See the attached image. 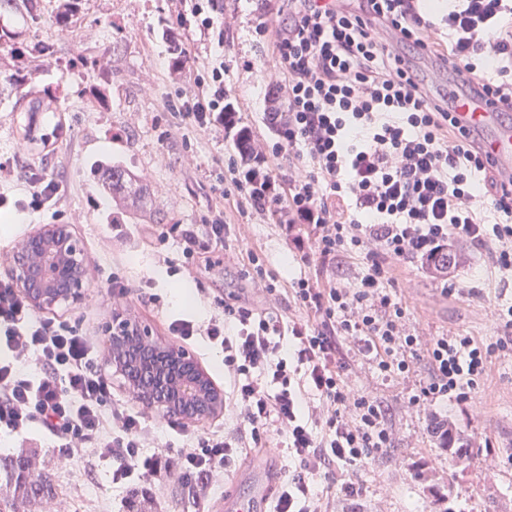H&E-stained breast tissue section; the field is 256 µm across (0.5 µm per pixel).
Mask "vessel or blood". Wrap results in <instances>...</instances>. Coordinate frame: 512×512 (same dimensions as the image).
<instances>
[{
    "label": "vessel or blood",
    "mask_w": 512,
    "mask_h": 512,
    "mask_svg": "<svg viewBox=\"0 0 512 512\" xmlns=\"http://www.w3.org/2000/svg\"><path fill=\"white\" fill-rule=\"evenodd\" d=\"M455 117L468 131L474 146L497 161L501 181L512 180V119L505 117L502 106L472 97L460 102ZM271 464L272 457L268 454L254 460L251 467L253 495L235 512H267L278 488Z\"/></svg>",
    "instance_id": "b4317fda"
}]
</instances>
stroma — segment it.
Here are the masks:
<instances>
[{
    "label": "stroma",
    "instance_id": "stroma-1",
    "mask_svg": "<svg viewBox=\"0 0 512 512\" xmlns=\"http://www.w3.org/2000/svg\"><path fill=\"white\" fill-rule=\"evenodd\" d=\"M276 0H224L231 25L224 31L225 80L236 94L242 123L259 140H275L266 120L265 99L277 79V63L256 32L260 20L273 18ZM168 0H83L68 28L58 27L49 0H40L36 17L5 13L0 28L15 32L20 64L32 65L27 45L53 46L50 64L19 94L0 101V160L14 161L0 194L24 198L27 165L39 158L49 176L63 186L57 207L69 217L82 241L92 270L86 301L61 309L57 319L80 324L95 344L114 310L129 313L154 334L165 337L171 318L206 325L223 314L225 300L257 308L276 307L282 316L295 309L283 290L300 278L349 285L367 271L365 260L345 255L329 261L301 260L283 225L256 215L234 214L222 247L186 253L184 231L200 244L208 237L203 217L222 206L213 190L219 161L234 153L231 136L216 130L198 135L186 148L174 132V118L162 111L168 91ZM53 100L55 109L38 116L40 140L30 141L20 120L24 100ZM113 157L141 175L153 202L168 210L172 224H113L109 204L89 168ZM12 221L0 223V279L8 276V259L34 225L51 221L50 213L8 209ZM462 263L447 276L430 273L422 260L394 263L391 287L405 308L406 327L429 340L453 331L496 341L512 336V326L495 324L494 309L512 305V279L499 280L488 248L463 245ZM278 288L262 292L257 278ZM459 285L442 290L443 279ZM126 287L112 291L113 280ZM429 377L425 360L409 373L387 376L376 364L355 359L350 386L374 397L393 432L387 452L337 471L339 481L358 482L354 502L335 498L333 512H438L446 499L453 512H512V348L496 352L477 393L465 402L439 400L428 409L411 400ZM452 421L468 439L471 457L456 460L442 453L431 432L433 422ZM29 455L35 469H49L61 492L40 512H126L130 487L112 482L113 464L89 456L66 460L57 444L36 430L0 433V458ZM250 459L242 454L207 484L185 482L171 474L148 488L156 512H216L226 494L248 497L243 477Z\"/></svg>",
    "mask_w": 512,
    "mask_h": 512
}]
</instances>
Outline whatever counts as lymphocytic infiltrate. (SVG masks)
I'll return each mask as SVG.
<instances>
[{
    "label": "lymphocytic infiltrate",
    "instance_id": "1",
    "mask_svg": "<svg viewBox=\"0 0 512 512\" xmlns=\"http://www.w3.org/2000/svg\"><path fill=\"white\" fill-rule=\"evenodd\" d=\"M427 0H282L274 23L258 34L277 58L280 120L277 139L260 144L252 163L228 158L217 178L221 196L242 210L280 224H309L313 249L326 259L365 254L359 285H293L303 317L283 320L274 309L225 302L207 326L171 320L189 340L206 334L224 351L230 385L225 405L239 408L247 440L221 434L189 439L177 454L146 453L143 418L112 400L108 375L96 366L86 332L36 317L10 281L0 280V431L38 428L67 455L93 452L116 459L113 483L160 482L171 472L205 482L244 448L284 445L295 463L273 501V512H327L331 493L358 497L356 482L316 491L313 477L354 466L391 448L392 434L372 397L354 392L340 342L386 374L408 370L425 350L431 377L414 400L468 398L487 374L495 351L471 336L421 342L408 333L406 312L387 286L386 264L429 258L452 240L494 245V267L512 273V189L499 182L490 158L469 141L441 80L467 74L512 112V0H449L439 39ZM224 0H176L171 24L224 43ZM429 60L424 74L405 49ZM181 78L163 103L185 129L209 131L233 111L224 84V55L197 66L191 43L179 44ZM35 355L40 368L25 376L16 360ZM316 392L321 407L304 404Z\"/></svg>",
    "mask_w": 512,
    "mask_h": 512
}]
</instances>
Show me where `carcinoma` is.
I'll list each match as a JSON object with an SVG mask.
<instances>
[{"label":"carcinoma","mask_w":512,"mask_h":512,"mask_svg":"<svg viewBox=\"0 0 512 512\" xmlns=\"http://www.w3.org/2000/svg\"><path fill=\"white\" fill-rule=\"evenodd\" d=\"M82 0H53L55 22L68 26L78 13ZM9 54L0 56V94L10 93L23 86L25 81L37 77V73H29V77L20 76V70L7 63ZM233 141L241 160L248 162L253 154L254 132L241 123H236ZM101 191L114 204L117 212L131 219L147 216L154 224L169 223V213L163 210L146 209L147 198L151 189L147 183L133 170L118 160H97L91 166ZM459 256L452 252H443L435 256L429 265L436 272H446L448 268L457 266ZM433 437L438 447L448 449L449 454L467 456L470 448L457 437L453 426L449 423H439L432 429ZM0 473L4 475L6 487L11 490V499L5 501V506L12 507L13 501L20 500L31 506L42 504L56 498L58 487L48 472L37 475L32 472L31 460L26 456H17L0 460Z\"/></svg>","instance_id":"1"}]
</instances>
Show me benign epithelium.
Listing matches in <instances>:
<instances>
[{"instance_id": "1", "label": "benign epithelium", "mask_w": 512, "mask_h": 512, "mask_svg": "<svg viewBox=\"0 0 512 512\" xmlns=\"http://www.w3.org/2000/svg\"><path fill=\"white\" fill-rule=\"evenodd\" d=\"M9 276L36 312L82 304L91 270L69 224H36L9 258ZM103 362L112 380L144 409L189 425L224 414V390L196 358L121 311L105 328Z\"/></svg>"}]
</instances>
